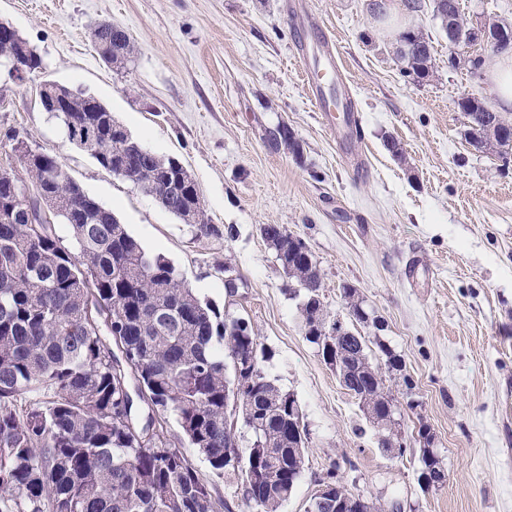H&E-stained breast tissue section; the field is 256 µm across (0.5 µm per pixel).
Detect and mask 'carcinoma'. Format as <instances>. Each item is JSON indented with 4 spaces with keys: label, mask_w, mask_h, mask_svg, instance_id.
<instances>
[{
    "label": "carcinoma",
    "mask_w": 512,
    "mask_h": 512,
    "mask_svg": "<svg viewBox=\"0 0 512 512\" xmlns=\"http://www.w3.org/2000/svg\"><path fill=\"white\" fill-rule=\"evenodd\" d=\"M93 37L95 52L110 65L132 53L125 31L103 23ZM397 42L403 73L427 80L433 74L429 38L408 29ZM22 44L0 39V60L17 58L29 75L41 72L40 55L32 48L20 55ZM40 87L68 99L66 130L94 132L100 166L110 171L113 160H122L126 180L164 210L204 236L219 234L202 205L191 206L197 187L184 183L175 157L149 150L115 122L102 124L110 112L104 103L94 112L85 97L53 81ZM483 104L475 96L460 102L469 123L466 140L512 136V122ZM23 168L30 187L52 185L59 201L52 218L70 226L78 252L60 246L45 227L26 224L18 212L0 222V512H219L212 487L156 426V416L169 411L217 477L237 476L252 486L244 499L253 512H279L304 470L309 433L294 394L262 371L267 353L253 326L241 329L238 319L198 297L170 261L145 250L111 210L66 176L55 156L42 151ZM265 241L303 312L330 319L312 251L282 225H268ZM342 295L356 326L331 338L329 351L317 336L306 340L325 359L342 355L349 384L363 395L360 410L383 420L392 397L386 378L402 371L401 356L383 337L359 331L370 316L357 289L344 284ZM101 322L125 361L104 343ZM239 356L249 362L253 381L239 412L246 427L261 428L265 444L246 448L241 466L224 460L227 362ZM376 435L383 454H401L392 426ZM420 463L422 475L439 479L445 471L426 446ZM322 486L340 512H379L332 473Z\"/></svg>",
    "instance_id": "cac0c4a2"
}]
</instances>
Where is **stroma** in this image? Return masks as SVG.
Here are the masks:
<instances>
[{
  "label": "stroma",
  "mask_w": 512,
  "mask_h": 512,
  "mask_svg": "<svg viewBox=\"0 0 512 512\" xmlns=\"http://www.w3.org/2000/svg\"><path fill=\"white\" fill-rule=\"evenodd\" d=\"M0 21L44 62L23 85L0 65V163L19 166L20 143L56 156L200 298L251 322L270 352L265 374L300 403L309 448L280 512H305L331 470L349 492L411 512H512V154L466 143L458 103L488 90L467 63L449 67L433 0L405 22L432 42L435 67L422 83L402 73L373 0H0ZM99 22L130 35L126 68L95 53ZM323 31L337 35L352 82L353 132L328 125L301 81L296 36ZM45 80L95 96L145 147L178 157L220 235L199 236L75 145L39 104ZM263 224L306 242L332 317L344 316L340 287L349 283L383 325L414 385L403 456L379 451L356 401L305 339ZM160 423L222 512H250L240 480L215 478L173 415ZM423 423L447 474L426 493L417 482Z\"/></svg>",
  "instance_id": "stroma-1"
}]
</instances>
